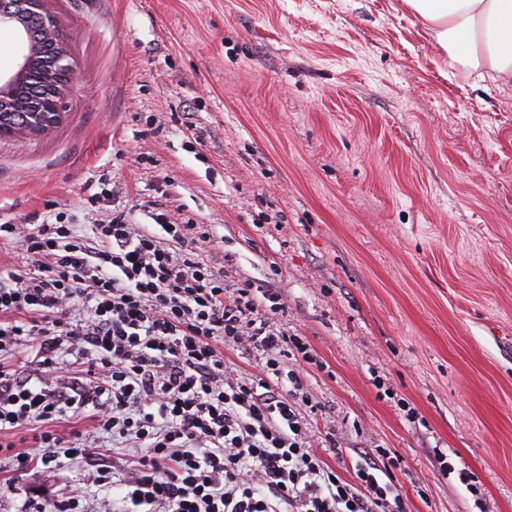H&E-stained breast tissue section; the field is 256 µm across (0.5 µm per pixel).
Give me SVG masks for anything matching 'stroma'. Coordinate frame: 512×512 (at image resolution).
Returning a JSON list of instances; mask_svg holds the SVG:
<instances>
[{
	"label": "stroma",
	"instance_id": "35a3bbf8",
	"mask_svg": "<svg viewBox=\"0 0 512 512\" xmlns=\"http://www.w3.org/2000/svg\"><path fill=\"white\" fill-rule=\"evenodd\" d=\"M74 80L49 131L0 139V224L209 225L227 283L268 282L346 460L401 459L410 512H512V87L448 66L403 0H45ZM416 405L409 424L372 384ZM29 430L0 512L124 490ZM455 466L444 475L433 457ZM477 477L482 501L458 470Z\"/></svg>",
	"mask_w": 512,
	"mask_h": 512
}]
</instances>
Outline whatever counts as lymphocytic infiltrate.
I'll return each instance as SVG.
<instances>
[{
	"label": "lymphocytic infiltrate",
	"instance_id": "lymphocytic-infiltrate-1",
	"mask_svg": "<svg viewBox=\"0 0 512 512\" xmlns=\"http://www.w3.org/2000/svg\"><path fill=\"white\" fill-rule=\"evenodd\" d=\"M156 229L115 216L73 224H0L27 269L0 275V356L35 345L41 370L0 368V437L38 423L57 467L118 479L123 512H407L390 450L361 456L350 476L335 430L311 434L321 406L302 371L319 360L278 317L266 285L229 286L204 254L203 224ZM255 354L233 370L225 349ZM73 356L65 365V356ZM91 417L111 454L69 444L50 423ZM136 455L124 473L111 457Z\"/></svg>",
	"mask_w": 512,
	"mask_h": 512
}]
</instances>
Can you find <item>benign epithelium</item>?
<instances>
[{
	"label": "benign epithelium",
	"mask_w": 512,
	"mask_h": 512,
	"mask_svg": "<svg viewBox=\"0 0 512 512\" xmlns=\"http://www.w3.org/2000/svg\"><path fill=\"white\" fill-rule=\"evenodd\" d=\"M14 30L24 43L16 71L6 80H0V112H28L34 119L18 130L14 125H1L0 136H34L53 127L61 116V103L74 70L69 62L66 38L56 18L44 8V0H0V29ZM47 72L44 84L49 97L34 108L16 96L18 87L32 78L36 64Z\"/></svg>",
	"instance_id": "1"
}]
</instances>
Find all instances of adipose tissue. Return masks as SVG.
Masks as SVG:
<instances>
[{
	"label": "adipose tissue",
	"mask_w": 512,
	"mask_h": 512,
	"mask_svg": "<svg viewBox=\"0 0 512 512\" xmlns=\"http://www.w3.org/2000/svg\"><path fill=\"white\" fill-rule=\"evenodd\" d=\"M449 64L489 70L512 85V0H404Z\"/></svg>",
	"instance_id": "obj_1"
}]
</instances>
